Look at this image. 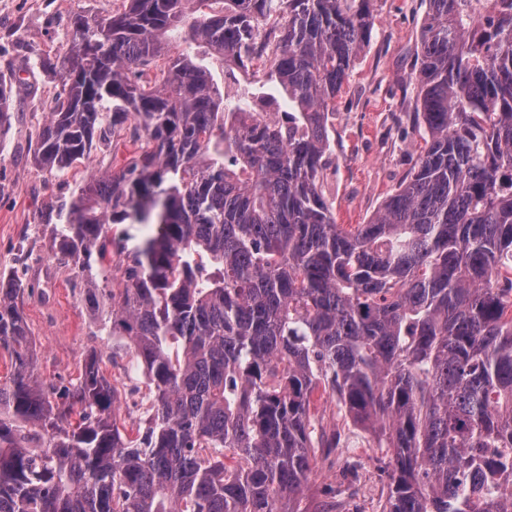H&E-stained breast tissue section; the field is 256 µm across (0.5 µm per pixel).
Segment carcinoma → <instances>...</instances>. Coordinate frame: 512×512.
Masks as SVG:
<instances>
[{
	"label": "carcinoma",
	"mask_w": 512,
	"mask_h": 512,
	"mask_svg": "<svg viewBox=\"0 0 512 512\" xmlns=\"http://www.w3.org/2000/svg\"><path fill=\"white\" fill-rule=\"evenodd\" d=\"M124 0L75 14L33 151L63 173L126 128L139 144L55 226L148 380L131 435L102 353L59 389L35 374L26 287L0 272V512H279L311 467V398L336 396L392 449L383 512H512V0H427L424 146L366 224L320 188L329 115L373 0ZM272 70L224 103L188 39ZM164 64H159V61ZM260 99L279 116L250 111ZM0 83V134L10 122ZM114 224H141L133 248Z\"/></svg>",
	"instance_id": "cac0c4a2"
}]
</instances>
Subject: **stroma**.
Listing matches in <instances>:
<instances>
[{
  "instance_id": "stroma-1",
  "label": "stroma",
  "mask_w": 512,
  "mask_h": 512,
  "mask_svg": "<svg viewBox=\"0 0 512 512\" xmlns=\"http://www.w3.org/2000/svg\"><path fill=\"white\" fill-rule=\"evenodd\" d=\"M121 0H0V83L13 98L11 125L0 136V270L35 286L23 310L32 330L40 379L62 387L75 379L92 350L113 344L116 357L103 370L121 393V416L145 425L149 388L130 363L123 342L101 331L107 305L88 304L73 272L55 265L51 219L68 207L91 177L120 167L132 151L125 136L98 144L67 172L34 163L35 134L62 89L53 62L67 43L69 21L81 13L108 14ZM426 0H374V33L336 97L330 121L332 162L324 191L337 223L365 224L416 160L420 142L413 120L416 88L410 76L427 12ZM317 434L338 445L315 452L302 512H380L391 473L389 449L370 428L355 423L336 397L315 400Z\"/></svg>"
}]
</instances>
